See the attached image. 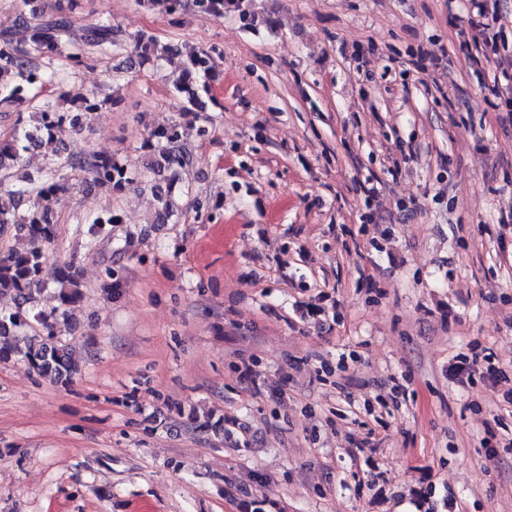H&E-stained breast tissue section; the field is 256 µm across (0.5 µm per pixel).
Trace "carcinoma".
Returning <instances> with one entry per match:
<instances>
[{"mask_svg": "<svg viewBox=\"0 0 512 512\" xmlns=\"http://www.w3.org/2000/svg\"><path fill=\"white\" fill-rule=\"evenodd\" d=\"M34 2L36 0H20L13 30L0 35V103L30 102L32 95L43 91L58 75L55 63L79 67L84 64L86 54L95 49L119 52L130 48L142 63L179 52L174 45L158 50L155 40L143 33L121 39L109 22L97 20L78 25L71 16L75 0H54L49 12L43 7H34ZM135 3L171 17L189 5L207 16L222 15L232 8L239 12L242 20H251L243 0H135ZM215 80L210 53L205 50L191 53L184 82L176 92L177 98L197 111L199 120H207L200 94H210ZM67 96L77 111L60 112L46 101L33 113L34 124L26 126L19 122L8 136L0 137V174L5 178L23 164L31 146L51 149L46 167L39 175L27 176L11 189L0 192V235L12 228L29 240L25 249H0V296L9 294L21 305L30 301L33 293L53 288L65 312L80 299L81 282L80 269L73 259L48 267V250L58 236L57 196L74 188L73 175L77 173L89 175L114 195L123 194L135 183L128 164L111 156L85 151L65 157L59 155L54 145L77 131L82 121L107 103L105 98L79 91H69ZM145 147L152 152L146 170L153 175L150 184L159 205V217L165 222L176 216L172 197L180 170L189 165L191 153L182 142L179 124L175 122L152 127ZM119 223L121 218L114 211L89 219L87 227L80 231L85 248L93 250L99 240L111 232L112 225ZM35 323L42 326L43 331V338L36 343L28 334ZM14 357L37 373L65 383L81 370L77 348L58 341L53 325L45 317L37 312L27 316L18 310L0 309V360Z\"/></svg>", "mask_w": 512, "mask_h": 512, "instance_id": "cac0c4a2", "label": "carcinoma"}]
</instances>
